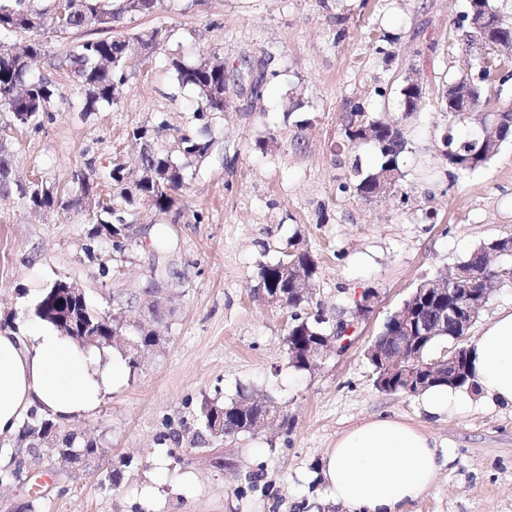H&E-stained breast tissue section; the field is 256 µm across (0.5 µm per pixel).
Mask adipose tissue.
<instances>
[{"mask_svg":"<svg viewBox=\"0 0 512 512\" xmlns=\"http://www.w3.org/2000/svg\"><path fill=\"white\" fill-rule=\"evenodd\" d=\"M475 391L438 386L423 408L440 415L471 399L512 406V311L500 312L471 351ZM124 377V363L82 347L51 324L0 328V437L16 434L31 408L66 422L94 410ZM449 454L423 430L394 419H373L341 434L325 477L335 502L353 512H401L432 486Z\"/></svg>","mask_w":512,"mask_h":512,"instance_id":"1","label":"adipose tissue"}]
</instances>
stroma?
Listing matches in <instances>:
<instances>
[{"mask_svg":"<svg viewBox=\"0 0 512 512\" xmlns=\"http://www.w3.org/2000/svg\"><path fill=\"white\" fill-rule=\"evenodd\" d=\"M167 5L124 17L132 31L160 26L167 37L131 59L109 111L82 114L69 75L56 74L63 97L52 120L11 135L18 176L65 184L88 163L102 178L115 163H133V128L162 120L190 128L195 93L176 83L169 58L215 53L229 76L263 58L278 77L263 98L234 96L216 116L212 152L190 188L151 215L124 253L103 237L89 243L92 212L36 216L0 200V326L32 320L43 287L65 279L100 311L113 295H141L127 319L163 338L94 411L57 423L59 434L96 443V455L71 468L28 453L21 435L0 438L31 476L0 485V512H350L331 500L323 470L337 437L372 418L420 427L452 453L404 512H512V406L476 400L429 415L421 396L377 389L365 355L417 284L480 244L512 238V140L474 171L441 158L444 135L466 131L442 93L479 57L455 26L467 0ZM409 78L423 88L412 110L400 94ZM353 102L407 139L389 195L367 200L354 188L353 163L372 166L378 150L347 142L343 118ZM291 241L316 262L311 307L328 323L350 318L364 294L375 301L346 349L310 370L287 363L288 311L255 292L259 264L277 262ZM154 279L162 295L147 293ZM243 387L273 399L286 424L211 437L202 404L230 401Z\"/></svg>","mask_w":512,"mask_h":512,"instance_id":"1","label":"stroma"}]
</instances>
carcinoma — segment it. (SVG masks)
<instances>
[{
	"instance_id": "carcinoma-1",
	"label": "carcinoma",
	"mask_w": 512,
	"mask_h": 512,
	"mask_svg": "<svg viewBox=\"0 0 512 512\" xmlns=\"http://www.w3.org/2000/svg\"><path fill=\"white\" fill-rule=\"evenodd\" d=\"M35 0H0V36L10 33L27 32L50 34L56 38H66L83 29L112 31L114 25L126 15L153 14L161 9L163 0H120L118 7H112V0H45L46 5L37 7ZM473 12L492 14L499 26L493 28L490 38H512V27L503 23L491 0H468L467 10L457 20V29L468 26L467 17ZM166 30L157 27L147 34L139 32L125 36L92 38L79 42L65 56L50 59L49 70L36 78L30 76L32 62L44 54L43 43L35 40L22 50H9L0 42V111L11 117V125L4 129L15 128L39 130L44 121L52 118L51 112L56 101L62 98L55 81L53 71L63 69L72 78L77 91L83 98L82 112L85 114L110 108L115 103V91L128 80L127 61L140 49H146L160 42L158 34ZM480 77L468 74L460 81H473L479 87L480 96L491 99L495 81L491 77L502 68L501 59L484 48ZM177 83L182 87H191L197 93L193 118L201 125V132L192 134L176 130L168 141H159L160 134L167 127L162 120L152 126H139L132 130L136 140H146L150 149L139 155L137 166L131 168L116 164L108 173L107 186L110 187L109 201L97 202L92 206L82 200L80 192L95 190L97 176L93 169H81L72 174L71 185L60 188L46 179L38 178V184L27 186L12 178L13 153L6 139L0 137V198L17 195L22 204L37 213L61 208L84 207L90 209L96 217V226L90 238L100 235L112 237V249L122 253L132 247L127 242L122 228L130 223V218L139 214V208L145 206L158 213L170 209L179 193L186 190L193 175L187 166L204 160L210 153L212 139L206 137L213 116L228 111V101L224 92L229 83L224 73V62L216 59H200L193 63L178 58L169 61ZM487 129L497 127L500 141L512 139V112L501 116H485L482 119ZM377 133L374 142L379 149L377 168L363 172L354 168L355 189L359 195L370 197L377 175L390 169L395 179H400L399 156L406 148V138L398 126L376 119L356 104L349 113L345 124L346 139L354 145L367 140L365 130ZM499 151V148L487 146L483 141L468 135H448L442 153L446 162L459 171H474L485 166ZM289 251L276 263L258 265V277L263 287L273 288L283 294L286 307L291 309V322L285 336L286 354L296 353V359H288V364L297 369L311 368L301 361L304 352L323 337H336V328L324 327V318L320 314L304 315L298 312L302 306L310 303L311 289L314 288L316 265L306 250L288 243ZM494 253L492 243H483L471 255L456 263V266L477 276H485L501 282L512 281V267L494 268L485 265L487 258ZM301 270V275L309 288L297 290L288 276V266ZM424 290L415 289L403 301L409 308L420 306L418 316L427 322L431 318V308L435 299L422 300ZM51 312L64 313L74 321V330L79 333L90 326L99 336L98 343L112 345L122 351L129 369H135L140 361L130 355V344H144L155 348L161 337L151 330L137 329V335H128V325L119 326L101 318L89 307L87 300L69 299L54 284L44 289L34 308V316L47 320ZM395 320L389 318L383 325L382 338L378 347L390 354L393 343L390 336L400 334L394 328ZM273 404L269 398H260L252 392L241 389L237 399L228 403L207 402L202 409L205 428L215 437H235L250 434L262 428L258 420L263 416V407ZM53 451L59 461L76 464L85 456H92L96 448L87 443L79 450L75 449V439L66 435L61 443L55 444Z\"/></svg>"
}]
</instances>
